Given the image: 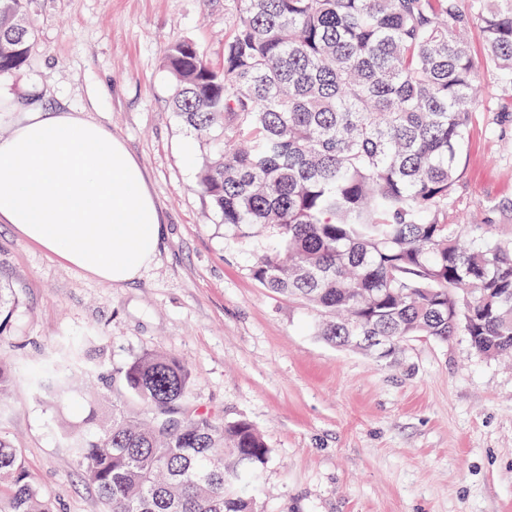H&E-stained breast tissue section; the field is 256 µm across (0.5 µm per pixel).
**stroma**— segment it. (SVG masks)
<instances>
[{
    "instance_id": "stroma-1",
    "label": "stroma",
    "mask_w": 512,
    "mask_h": 512,
    "mask_svg": "<svg viewBox=\"0 0 512 512\" xmlns=\"http://www.w3.org/2000/svg\"><path fill=\"white\" fill-rule=\"evenodd\" d=\"M28 63L0 75V102L38 92L84 113L142 166L163 221L153 262L109 286L0 224V280L17 291L0 359V437L18 451L55 512H105L60 437L113 373L163 351L194 377V403L246 420L273 458L262 512H512V359L486 358L467 336L409 338L378 360L334 347L314 312L264 288L252 246L198 189L203 148L173 111L166 48L193 41L213 65L234 32L232 0H27ZM468 40L484 56L480 24ZM484 63L479 107L461 149L450 206L463 237H512V98ZM79 396L57 408L36 372L69 344Z\"/></svg>"
}]
</instances>
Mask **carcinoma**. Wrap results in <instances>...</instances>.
Returning <instances> with one entry per match:
<instances>
[{
  "label": "carcinoma",
  "instance_id": "obj_1",
  "mask_svg": "<svg viewBox=\"0 0 512 512\" xmlns=\"http://www.w3.org/2000/svg\"><path fill=\"white\" fill-rule=\"evenodd\" d=\"M213 66L168 46L171 104L205 145L198 186L222 223L262 226L252 276L319 315L317 335L441 341L512 354V243L461 242L448 208L476 98L463 32L478 18L486 60L512 91V0H233ZM26 0H0V74L28 61ZM18 306L0 281V335ZM80 348L46 364L37 390L70 402ZM192 371L144 353L113 380L112 411L62 435L107 512H260L272 458L250 422L189 402ZM0 512H53L0 437Z\"/></svg>",
  "mask_w": 512,
  "mask_h": 512
}]
</instances>
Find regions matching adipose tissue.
Masks as SVG:
<instances>
[{
  "label": "adipose tissue",
  "mask_w": 512,
  "mask_h": 512,
  "mask_svg": "<svg viewBox=\"0 0 512 512\" xmlns=\"http://www.w3.org/2000/svg\"><path fill=\"white\" fill-rule=\"evenodd\" d=\"M0 137V223L99 281L135 280L162 231L141 167L123 142L74 112L38 99Z\"/></svg>",
  "instance_id": "adipose-tissue-1"
}]
</instances>
